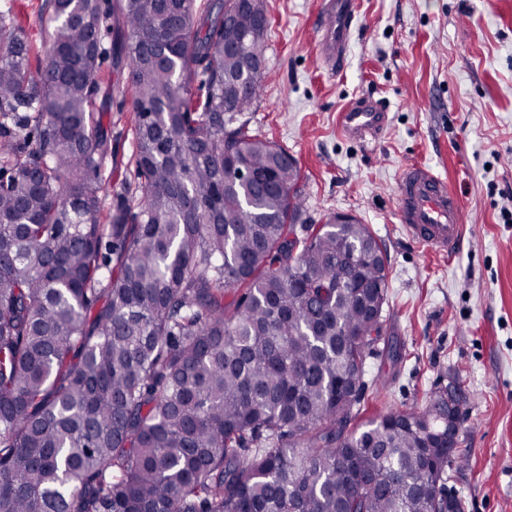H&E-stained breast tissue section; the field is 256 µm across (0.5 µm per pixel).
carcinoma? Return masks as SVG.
<instances>
[{"instance_id":"carcinoma-1","label":"carcinoma","mask_w":512,"mask_h":512,"mask_svg":"<svg viewBox=\"0 0 512 512\" xmlns=\"http://www.w3.org/2000/svg\"><path fill=\"white\" fill-rule=\"evenodd\" d=\"M51 8L33 72L0 0V512H461L442 392L356 423L387 257L251 133L264 0ZM111 50L151 112L104 216Z\"/></svg>"}]
</instances>
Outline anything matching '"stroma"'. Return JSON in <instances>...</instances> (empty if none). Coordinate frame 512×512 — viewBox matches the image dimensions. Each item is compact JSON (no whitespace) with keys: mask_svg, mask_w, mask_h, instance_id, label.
I'll return each instance as SVG.
<instances>
[{"mask_svg":"<svg viewBox=\"0 0 512 512\" xmlns=\"http://www.w3.org/2000/svg\"><path fill=\"white\" fill-rule=\"evenodd\" d=\"M266 91L250 128L295 159L315 223L357 217L388 263L385 333L367 361V413L424 406L456 381L465 396L461 452L448 488L462 512H512V0H355L343 62L322 52L331 0H265ZM43 63L48 0H17ZM385 101L368 141L342 133L352 99ZM131 96L104 118L121 178L137 185ZM422 163L458 191L466 231L452 254L424 252L401 229L396 192ZM402 358L390 363L387 346Z\"/></svg>","mask_w":512,"mask_h":512,"instance_id":"obj_1","label":"stroma"}]
</instances>
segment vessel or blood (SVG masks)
I'll return each instance as SVG.
<instances>
[{
	"mask_svg": "<svg viewBox=\"0 0 512 512\" xmlns=\"http://www.w3.org/2000/svg\"><path fill=\"white\" fill-rule=\"evenodd\" d=\"M331 22L324 27L322 47L331 58L346 53L354 10L351 0H336L329 12ZM387 114L374 101L355 98L340 114L345 134L356 139L376 135ZM398 215L407 237L431 252H452L464 238L461 199L446 179L425 165L403 170L398 181Z\"/></svg>",
	"mask_w": 512,
	"mask_h": 512,
	"instance_id": "b4317fda",
	"label": "vessel or blood"
}]
</instances>
